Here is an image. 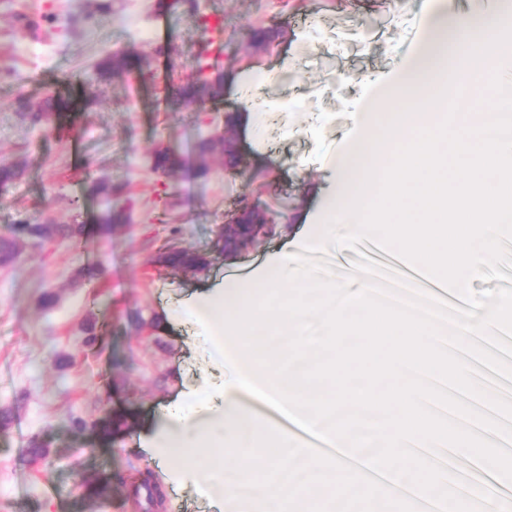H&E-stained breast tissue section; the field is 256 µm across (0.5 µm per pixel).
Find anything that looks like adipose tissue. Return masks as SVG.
I'll return each instance as SVG.
<instances>
[{
    "label": "adipose tissue",
    "mask_w": 512,
    "mask_h": 512,
    "mask_svg": "<svg viewBox=\"0 0 512 512\" xmlns=\"http://www.w3.org/2000/svg\"><path fill=\"white\" fill-rule=\"evenodd\" d=\"M295 261V253L281 248L259 277L216 283L209 289L193 292L180 305L185 319L206 323L214 335L224 337L234 348L233 376L217 393L228 405L223 410L211 411L213 396L203 393L171 402L165 409L163 427L145 439L143 448L161 467L171 471L174 482H182L194 477L199 469H206L216 487L214 497L220 503L235 498L239 489L261 488L279 481L286 469L281 450L292 442L287 432L278 431L269 435L271 454L247 458L225 454V447H238L239 436L266 433L264 426L248 413L231 406L230 400L239 388L261 382L267 392L276 395L288 415L300 418L310 429L326 431L332 439H346L355 432L353 420L344 413L347 403L364 407L372 404V389L347 388L326 399L310 393L303 379L287 374L285 366L295 342L294 329L309 308H317L325 319L329 349L318 352L307 362L305 373L320 369L336 374L353 365L345 346L352 335L361 339L362 354L369 363L382 343H390V354L384 364L386 374L399 373L414 365L423 371L435 366L433 357L419 355L422 337L431 333L429 326L401 317L398 312L377 308L365 293L355 295L361 303V313L356 318L337 302L335 294L318 295L312 286L299 298H291L283 273ZM271 312L276 315L272 321L267 318ZM267 329L283 337L281 347L264 350L257 346L256 337ZM396 393L403 415L395 423L380 420L381 429L395 430L402 440L419 430L430 429V417L421 414L416 404L418 382L402 383Z\"/></svg>",
    "instance_id": "adipose-tissue-1"
}]
</instances>
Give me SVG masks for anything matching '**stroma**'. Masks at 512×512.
Returning <instances> with one entry per match:
<instances>
[{"instance_id":"obj_1","label":"stroma","mask_w":512,"mask_h":512,"mask_svg":"<svg viewBox=\"0 0 512 512\" xmlns=\"http://www.w3.org/2000/svg\"><path fill=\"white\" fill-rule=\"evenodd\" d=\"M424 0H112L108 15L90 16L89 0H0V162H22L20 182L0 196V235L18 219L84 223L85 244L54 237L26 246L0 266V408L14 412L0 430V512H212L208 475L182 486L167 483L141 438L161 427V409L178 393L213 385L223 365L206 329L163 324L187 293L230 275L249 277L284 240L323 241L319 225L300 223L333 187L328 160L346 148L351 119L342 100L359 98V77L386 79L418 41ZM204 16L221 17L223 49L213 75L222 101L197 111L182 95L208 39ZM32 18L36 28L24 20ZM281 29L267 51H254L250 32ZM137 48L150 73L137 79L103 77L106 55ZM250 70L267 72L254 92L274 105L257 131L237 129L236 170L212 157L207 176L194 174V146L224 127L238 108L236 87ZM56 94L71 103L62 128L34 126L16 101ZM332 119L319 122L320 111ZM322 123L329 150L312 159L311 128ZM180 157L178 171L152 167L156 150ZM108 177L124 186L110 199L94 191ZM266 203L284 234L248 251L217 257L208 275L154 270L158 248L173 243L215 254L218 227L239 202ZM130 206L131 219L111 236L97 234L107 207ZM97 270L94 279L80 275ZM56 293L53 307L44 292ZM156 318L143 330L136 314ZM126 412L131 431L112 438L75 428L112 411ZM47 454L24 455L30 438ZM154 472L161 491L155 506L136 507L131 485ZM103 486L90 496L86 483Z\"/></svg>"}]
</instances>
